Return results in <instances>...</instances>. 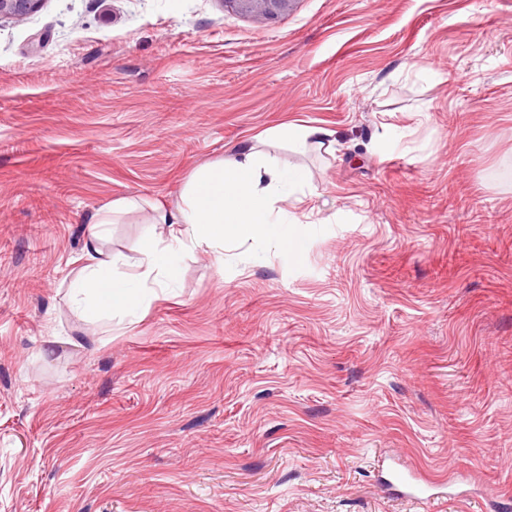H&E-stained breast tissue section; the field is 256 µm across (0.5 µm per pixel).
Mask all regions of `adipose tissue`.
Listing matches in <instances>:
<instances>
[{
  "label": "adipose tissue",
  "mask_w": 512,
  "mask_h": 512,
  "mask_svg": "<svg viewBox=\"0 0 512 512\" xmlns=\"http://www.w3.org/2000/svg\"><path fill=\"white\" fill-rule=\"evenodd\" d=\"M273 143L332 149L326 129L305 123L284 125L235 146L229 157L199 168L188 178L176 207H152L149 223L172 226L171 242L163 246L154 238H144L134 259L103 251L100 242L115 219L138 210L139 202L121 198L91 215L84 265L70 292L72 309L80 314L91 309L108 320L135 315L157 290L169 287L171 255L177 246L215 249L228 240H264L300 253L298 237L286 238L278 232L285 213L276 204L303 191L307 179L301 169L282 166L267 153V145Z\"/></svg>",
  "instance_id": "obj_1"
}]
</instances>
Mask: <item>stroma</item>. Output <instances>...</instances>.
I'll return each mask as SVG.
<instances>
[{
  "label": "stroma",
  "instance_id": "stroma-1",
  "mask_svg": "<svg viewBox=\"0 0 512 512\" xmlns=\"http://www.w3.org/2000/svg\"><path fill=\"white\" fill-rule=\"evenodd\" d=\"M284 123L300 254L182 249L137 317L68 302L91 215L174 204ZM170 229L123 216L105 251ZM512 512V0H46L0 22V512ZM294 0H224L234 12L258 22H270L288 12ZM393 476L405 488V494L412 499L427 501L440 499L446 497L445 490L448 488V498L459 502L469 500L466 496L449 490L453 483L459 481L458 477L436 478L427 473L405 475L398 471H395Z\"/></svg>",
  "mask_w": 512,
  "mask_h": 512
}]
</instances>
